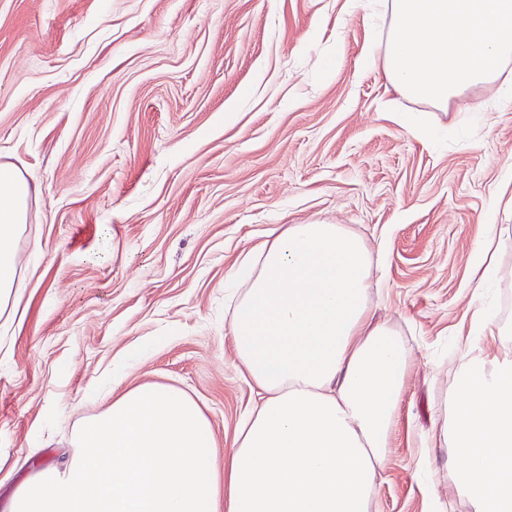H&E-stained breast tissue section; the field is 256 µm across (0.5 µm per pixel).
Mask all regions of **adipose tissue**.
I'll list each match as a JSON object with an SVG mask.
<instances>
[{"instance_id":"obj_1","label":"adipose tissue","mask_w":512,"mask_h":512,"mask_svg":"<svg viewBox=\"0 0 512 512\" xmlns=\"http://www.w3.org/2000/svg\"><path fill=\"white\" fill-rule=\"evenodd\" d=\"M377 55L400 94L447 107L512 59V0H375ZM29 185L0 165V313L15 308L14 241ZM373 257L342 224H291L246 252L228 332L257 401L217 464L212 424L173 387H113L73 434L72 454L12 492L7 512H370L409 370L396 331L373 317ZM490 358L460 349L446 440L454 490L472 512H512V340L481 307Z\"/></svg>"}]
</instances>
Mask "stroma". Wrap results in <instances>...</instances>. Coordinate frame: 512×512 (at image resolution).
Wrapping results in <instances>:
<instances>
[{
  "instance_id": "1",
  "label": "stroma",
  "mask_w": 512,
  "mask_h": 512,
  "mask_svg": "<svg viewBox=\"0 0 512 512\" xmlns=\"http://www.w3.org/2000/svg\"><path fill=\"white\" fill-rule=\"evenodd\" d=\"M379 25L368 0H0V164L31 187L0 330V512L116 373L195 397L227 458L255 401L232 273L313 222L381 254L370 305L408 350L378 512H471L433 436L469 308L512 333V62L442 110L369 64ZM490 224L502 274L480 286ZM496 225L490 224L472 252L471 262L474 272L479 276L477 285L497 273L494 261Z\"/></svg>"
}]
</instances>
